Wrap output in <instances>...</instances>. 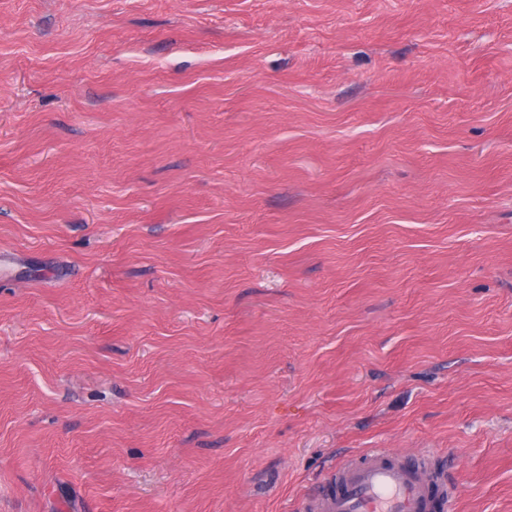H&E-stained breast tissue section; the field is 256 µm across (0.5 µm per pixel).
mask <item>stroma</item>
Segmentation results:
<instances>
[{"label": "stroma", "mask_w": 512, "mask_h": 512, "mask_svg": "<svg viewBox=\"0 0 512 512\" xmlns=\"http://www.w3.org/2000/svg\"><path fill=\"white\" fill-rule=\"evenodd\" d=\"M368 448L512 512V0H0V512Z\"/></svg>", "instance_id": "stroma-1"}]
</instances>
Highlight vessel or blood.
Masks as SVG:
<instances>
[{
  "label": "vessel or blood",
  "mask_w": 512,
  "mask_h": 512,
  "mask_svg": "<svg viewBox=\"0 0 512 512\" xmlns=\"http://www.w3.org/2000/svg\"><path fill=\"white\" fill-rule=\"evenodd\" d=\"M452 492L445 474L424 478L419 466L389 449H372L338 464L324 491L303 512H437Z\"/></svg>",
  "instance_id": "obj_1"
}]
</instances>
